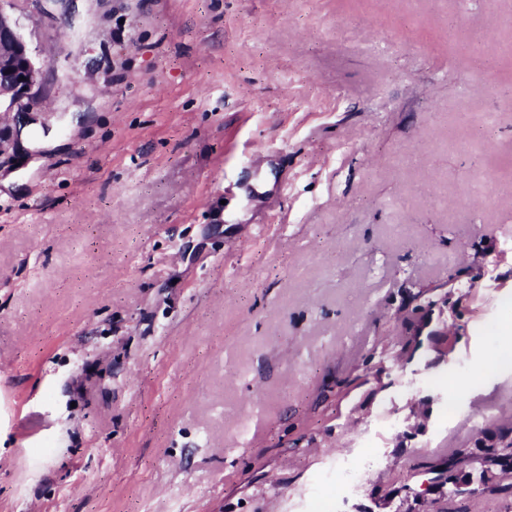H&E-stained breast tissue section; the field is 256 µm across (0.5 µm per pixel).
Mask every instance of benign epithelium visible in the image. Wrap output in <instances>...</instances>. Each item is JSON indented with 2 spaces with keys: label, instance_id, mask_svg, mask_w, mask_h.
<instances>
[{
  "label": "benign epithelium",
  "instance_id": "7a95c632",
  "mask_svg": "<svg viewBox=\"0 0 512 512\" xmlns=\"http://www.w3.org/2000/svg\"><path fill=\"white\" fill-rule=\"evenodd\" d=\"M45 63L33 53L11 15L0 7V112L18 114L13 130L0 127V153L19 140L21 128L38 121L33 105Z\"/></svg>",
  "mask_w": 512,
  "mask_h": 512
}]
</instances>
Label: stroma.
I'll use <instances>...</instances> for the list:
<instances>
[{"instance_id": "obj_1", "label": "stroma", "mask_w": 512, "mask_h": 512, "mask_svg": "<svg viewBox=\"0 0 512 512\" xmlns=\"http://www.w3.org/2000/svg\"><path fill=\"white\" fill-rule=\"evenodd\" d=\"M0 7V512H399L512 420V0ZM44 68L45 63L33 53L16 20L0 7V114L22 113L13 130L0 126V154L10 141L18 142L21 128L37 123L33 101L42 85ZM435 291L437 288H429L409 295V303L413 305L411 312L419 316V322L427 318L436 305V301L433 299Z\"/></svg>"}]
</instances>
